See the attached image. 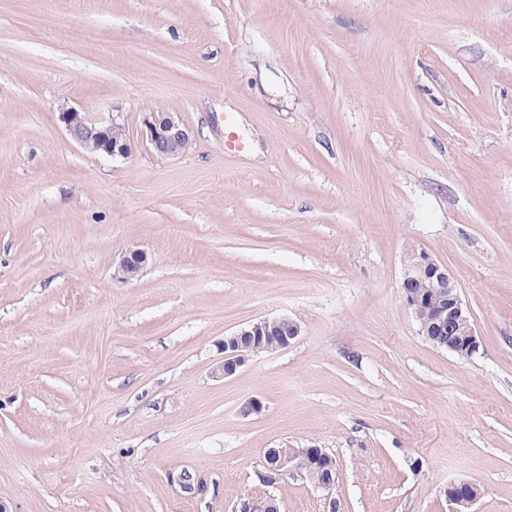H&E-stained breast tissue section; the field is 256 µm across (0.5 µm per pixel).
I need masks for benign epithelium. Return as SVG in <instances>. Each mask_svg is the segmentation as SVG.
I'll return each instance as SVG.
<instances>
[{
	"label": "benign epithelium",
	"mask_w": 512,
	"mask_h": 512,
	"mask_svg": "<svg viewBox=\"0 0 512 512\" xmlns=\"http://www.w3.org/2000/svg\"><path fill=\"white\" fill-rule=\"evenodd\" d=\"M59 121L68 135L81 148L95 154L126 157L133 144L123 125L115 119L105 120L87 112L70 108L59 113ZM191 132L178 112H157L146 123V141L152 150L164 157H177L187 148ZM146 260L141 250L127 252L121 261L123 271L136 275ZM426 281L429 294H421L416 287ZM401 288L406 306L419 326V333L433 347L446 350L461 359H470L481 346L471 314L463 304L457 283L448 267L438 263L423 249L406 252ZM300 325L286 317L262 318L224 337L223 359L215 368L220 378L235 376L260 353H273L290 346L300 335ZM269 470L279 472L291 466L299 469L322 464L331 471L336 462L317 448H270L266 453ZM186 493L194 494L204 488V482L195 472L182 470L175 478ZM478 483L469 480L452 482L444 495L452 512H471L482 496ZM239 512H279L270 497H252L243 502Z\"/></svg>",
	"instance_id": "1"
}]
</instances>
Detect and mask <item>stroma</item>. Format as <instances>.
I'll use <instances>...</instances> for the list:
<instances>
[{
	"label": "stroma",
	"mask_w": 512,
	"mask_h": 512,
	"mask_svg": "<svg viewBox=\"0 0 512 512\" xmlns=\"http://www.w3.org/2000/svg\"><path fill=\"white\" fill-rule=\"evenodd\" d=\"M70 107L131 155L79 148ZM156 112L182 156L143 141ZM411 246L454 275L471 359L420 335ZM279 317L291 346L214 378ZM271 448L324 449L333 491ZM464 479L512 512V0H0V503L450 512ZM58 119L71 139L86 151L111 157H127L132 153L131 139L125 134L123 125L113 118L106 121L70 108L59 112ZM191 132L177 112H157L146 123V141L164 157H177L187 148ZM224 127L227 130L225 147L228 151L235 154H244L249 149L248 139L237 131L234 117L228 114L224 115ZM275 328L279 329L280 334H272ZM300 333L301 328L296 321L282 317L258 319L225 336L222 346L224 356L215 368L216 377L218 375L225 379L235 376L252 356L287 348Z\"/></svg>",
	"instance_id": "obj_1"
}]
</instances>
